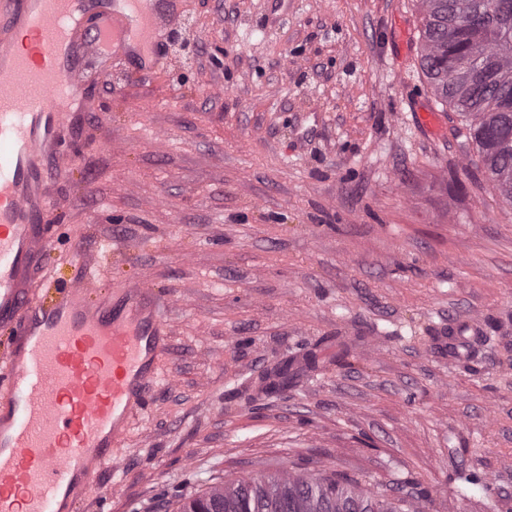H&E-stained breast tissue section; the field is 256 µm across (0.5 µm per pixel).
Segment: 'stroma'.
Instances as JSON below:
<instances>
[{"instance_id": "35a3bbf8", "label": "stroma", "mask_w": 512, "mask_h": 512, "mask_svg": "<svg viewBox=\"0 0 512 512\" xmlns=\"http://www.w3.org/2000/svg\"><path fill=\"white\" fill-rule=\"evenodd\" d=\"M176 6L167 67L88 63L33 279L172 302L120 488L78 512H177L285 471L411 478V512H512V209L422 73L420 0ZM471 318L485 341L449 362L437 339Z\"/></svg>"}]
</instances>
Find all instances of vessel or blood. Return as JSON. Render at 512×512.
Returning a JSON list of instances; mask_svg holds the SVG:
<instances>
[{
  "label": "vessel or blood",
  "mask_w": 512,
  "mask_h": 512,
  "mask_svg": "<svg viewBox=\"0 0 512 512\" xmlns=\"http://www.w3.org/2000/svg\"><path fill=\"white\" fill-rule=\"evenodd\" d=\"M180 21L167 0H0V512L111 498L98 476L123 470L119 446L149 407L170 334L151 287L88 276L48 302L31 281L54 241L51 169L86 98L84 60L157 46Z\"/></svg>",
  "instance_id": "b4317fda"
}]
</instances>
